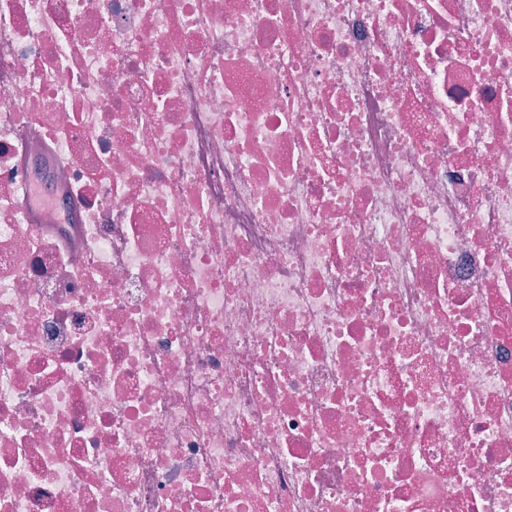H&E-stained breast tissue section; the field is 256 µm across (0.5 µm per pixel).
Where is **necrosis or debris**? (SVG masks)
<instances>
[{
	"mask_svg": "<svg viewBox=\"0 0 512 512\" xmlns=\"http://www.w3.org/2000/svg\"><path fill=\"white\" fill-rule=\"evenodd\" d=\"M0 512H512V0H0Z\"/></svg>",
	"mask_w": 512,
	"mask_h": 512,
	"instance_id": "1",
	"label": "necrosis or debris"
}]
</instances>
